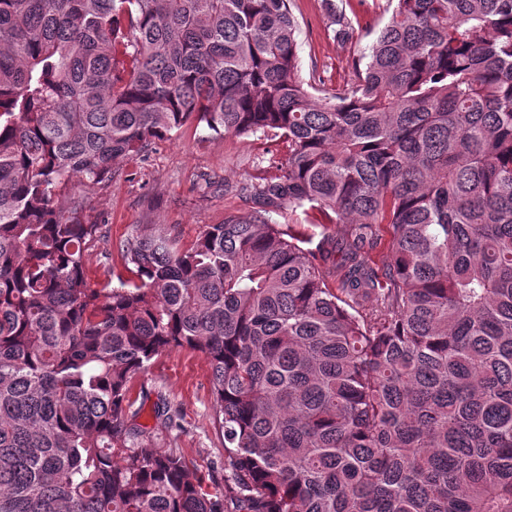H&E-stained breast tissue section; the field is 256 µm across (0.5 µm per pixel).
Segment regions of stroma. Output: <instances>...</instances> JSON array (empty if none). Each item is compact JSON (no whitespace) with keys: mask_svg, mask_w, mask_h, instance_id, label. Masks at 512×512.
<instances>
[{"mask_svg":"<svg viewBox=\"0 0 512 512\" xmlns=\"http://www.w3.org/2000/svg\"><path fill=\"white\" fill-rule=\"evenodd\" d=\"M349 17L353 35L334 36L322 0H290L299 22L300 75L336 89L349 83L354 63L375 31L384 24L386 0H334ZM281 143L262 137L215 136L189 124L172 139L150 144L144 157L116 165L109 181L92 188H65L64 197L80 195L86 223L99 233L85 256L93 287L118 285L128 278L123 250L136 236L162 228L181 248H189L212 224L247 217L252 204L233 192L240 182L267 175L266 160L284 156ZM210 366L201 353L178 349L161 355L132 378L130 410L147 426L143 447L175 451L202 475L224 479V436L215 423ZM167 408L170 425L155 418Z\"/></svg>","mask_w":512,"mask_h":512,"instance_id":"35a3bbf8","label":"stroma"}]
</instances>
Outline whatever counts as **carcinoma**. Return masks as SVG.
Listing matches in <instances>:
<instances>
[{"mask_svg":"<svg viewBox=\"0 0 512 512\" xmlns=\"http://www.w3.org/2000/svg\"><path fill=\"white\" fill-rule=\"evenodd\" d=\"M297 31L288 0H0V512H512V0H397L342 89ZM188 123L287 153L234 186L249 217L140 235L92 287L62 189ZM299 210L314 250L272 222ZM184 348L211 488L128 417ZM377 244L368 250L367 258L369 262L376 267H383L389 260V251L387 250L386 243L389 238V229L386 224H378L376 228Z\"/></svg>","mask_w":512,"mask_h":512,"instance_id":"cac0c4a2","label":"carcinoma"}]
</instances>
